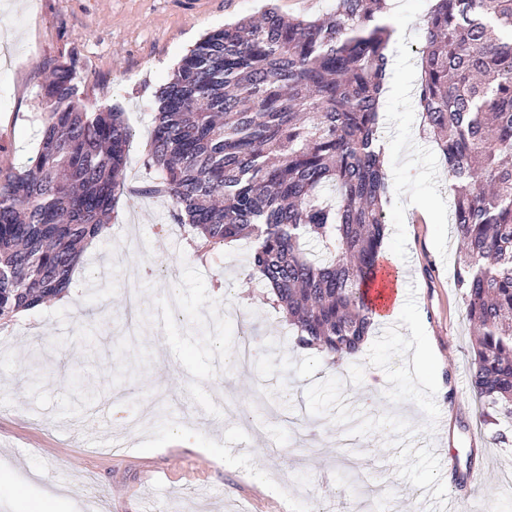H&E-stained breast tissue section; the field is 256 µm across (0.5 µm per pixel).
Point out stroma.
Returning <instances> with one entry per match:
<instances>
[{"label": "stroma", "mask_w": 512, "mask_h": 512, "mask_svg": "<svg viewBox=\"0 0 512 512\" xmlns=\"http://www.w3.org/2000/svg\"><path fill=\"white\" fill-rule=\"evenodd\" d=\"M399 58L418 63L433 0H400ZM265 0H0V35L22 55L0 74V151L19 169L37 152L49 107L48 66L75 71L88 111L120 109L131 130L128 169L101 238L83 252L74 298L0 321V480L19 488L11 512H307L329 495L355 512L348 475L389 512L408 493L455 498L467 512H512V441L482 421L470 391L472 327L455 278L448 168L424 131L411 74L391 67L380 135L388 143L386 247L403 267L408 309L437 359L418 364L403 327L375 323L355 357L329 371L293 345L281 307L247 262L246 244L199 256L176 224L148 156L154 95L207 33L260 15ZM137 276L142 334L127 342L125 288ZM181 308L158 323L167 294ZM252 323L254 367L225 361L234 328ZM210 326L209 344L196 337ZM383 372L360 411L371 370ZM125 439L126 452L104 448Z\"/></svg>", "instance_id": "stroma-1"}]
</instances>
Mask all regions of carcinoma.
Segmentation results:
<instances>
[{"instance_id": "carcinoma-1", "label": "carcinoma", "mask_w": 512, "mask_h": 512, "mask_svg": "<svg viewBox=\"0 0 512 512\" xmlns=\"http://www.w3.org/2000/svg\"><path fill=\"white\" fill-rule=\"evenodd\" d=\"M386 0L324 17L268 8L207 34L156 96L149 156L202 254L246 240L295 343L360 350L377 310L385 172L373 146L391 29ZM418 106L454 189L455 270L474 326L470 386L512 420V0H435ZM33 164L0 163V320L59 296L106 228L127 167L123 113L89 112L72 68L43 87ZM320 246L324 258L314 253Z\"/></svg>"}]
</instances>
